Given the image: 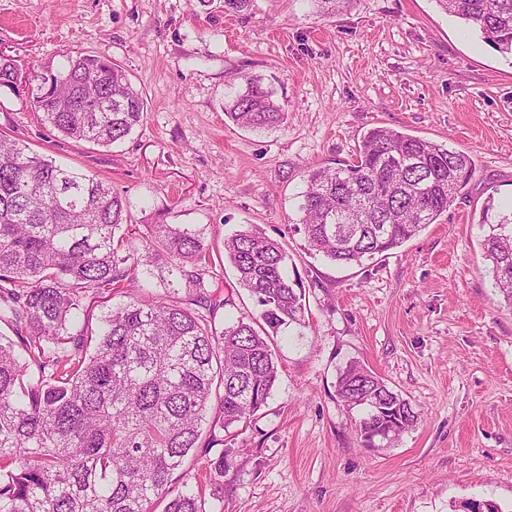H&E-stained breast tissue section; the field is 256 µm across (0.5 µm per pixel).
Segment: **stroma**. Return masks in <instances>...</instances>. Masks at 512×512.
<instances>
[{
  "label": "stroma",
  "mask_w": 512,
  "mask_h": 512,
  "mask_svg": "<svg viewBox=\"0 0 512 512\" xmlns=\"http://www.w3.org/2000/svg\"><path fill=\"white\" fill-rule=\"evenodd\" d=\"M0 52L61 71L68 57L110 59L143 91V122L110 147L40 122L36 85L0 88V132L57 164L108 182L132 224H185L207 242L256 225L278 240L307 309L271 338L279 378L263 406L185 476L231 466L206 512H512V307L480 243L484 217L512 208V58L436 0H254L225 15L198 0H0ZM265 77L287 114L253 132L224 115L243 74ZM386 126L468 153L472 179L438 220L389 255L338 266L290 230L309 168L353 158ZM226 314L260 317L229 264ZM357 361L419 419L392 444L362 447L336 375Z\"/></svg>",
  "instance_id": "1"
}]
</instances>
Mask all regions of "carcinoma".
<instances>
[{"label":"carcinoma","instance_id":"obj_1","mask_svg":"<svg viewBox=\"0 0 512 512\" xmlns=\"http://www.w3.org/2000/svg\"><path fill=\"white\" fill-rule=\"evenodd\" d=\"M444 12L512 55V0H436ZM39 82L41 121L63 136L108 147L143 121L146 102L110 59L68 58L65 69L25 71L0 57V87ZM225 92L224 116L240 128L282 126L287 113L260 75ZM474 174L471 157L379 126L354 158L309 171L296 223L308 249L339 265L402 246L453 205ZM128 204L87 172L61 167L0 134V512H205L202 485L175 490L173 475L199 447L209 413L223 429L267 403L278 364L265 327L305 323L285 271V251L254 229L221 245L184 224L127 223ZM495 288L512 306V212L482 243ZM258 298L261 319H217L231 296L210 291L215 257ZM168 269L166 293L136 297L101 316L94 342L71 328L114 286ZM185 295H180L181 289ZM38 378L25 382L30 367ZM336 397L356 420L361 445L417 416L383 379L356 362L339 370ZM230 468L209 465L204 482Z\"/></svg>","mask_w":512,"mask_h":512}]
</instances>
